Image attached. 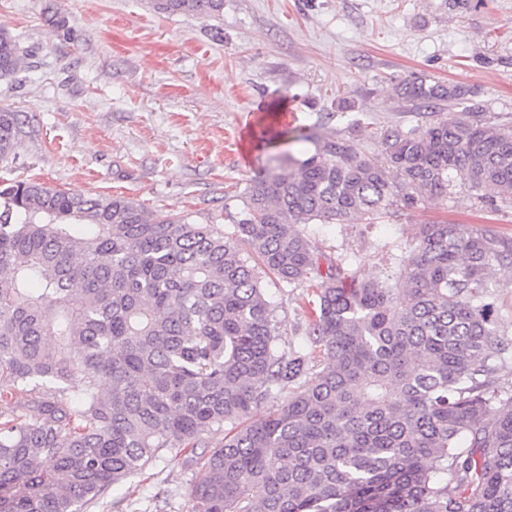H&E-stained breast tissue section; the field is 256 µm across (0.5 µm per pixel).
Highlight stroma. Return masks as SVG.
Returning a JSON list of instances; mask_svg holds the SVG:
<instances>
[{
  "mask_svg": "<svg viewBox=\"0 0 512 512\" xmlns=\"http://www.w3.org/2000/svg\"><path fill=\"white\" fill-rule=\"evenodd\" d=\"M0 26L25 68L0 79V108L22 115L0 182L34 179L91 198L122 196L157 214L231 229L268 154L248 140L279 101L290 127L350 137L419 119L393 93L417 73L474 89L487 119L512 122V0H224L215 16L160 14L152 0H0ZM362 124L351 132L353 124ZM445 220L512 239V200L460 190L378 224H310L312 244L365 278L414 227ZM280 343L314 369L309 288L262 281ZM196 469L165 455L83 512H191Z\"/></svg>",
  "mask_w": 512,
  "mask_h": 512,
  "instance_id": "1",
  "label": "stroma"
}]
</instances>
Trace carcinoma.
Masks as SVG:
<instances>
[{
  "label": "carcinoma",
  "instance_id": "1",
  "mask_svg": "<svg viewBox=\"0 0 512 512\" xmlns=\"http://www.w3.org/2000/svg\"><path fill=\"white\" fill-rule=\"evenodd\" d=\"M152 6L211 16L224 0ZM23 67L0 28V78ZM394 90L423 121L381 130L371 156L299 135L314 152L271 154L229 235L122 196L0 185V512H82L169 453L201 472L192 512H512V412L495 405L507 342L489 302L512 240L421 224L363 280L301 229L375 224L461 186L512 199V126L472 89L409 76ZM18 126L1 108V161ZM265 276L313 289L322 369L279 346Z\"/></svg>",
  "mask_w": 512,
  "mask_h": 512
}]
</instances>
